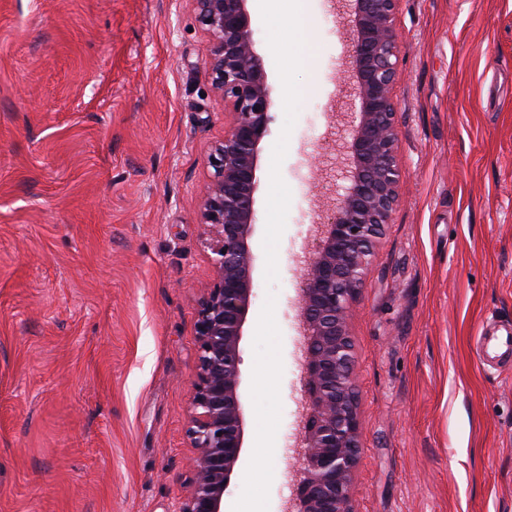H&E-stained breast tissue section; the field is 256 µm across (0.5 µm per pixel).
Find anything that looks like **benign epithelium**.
<instances>
[{
    "label": "benign epithelium",
    "instance_id": "7a95c632",
    "mask_svg": "<svg viewBox=\"0 0 512 512\" xmlns=\"http://www.w3.org/2000/svg\"><path fill=\"white\" fill-rule=\"evenodd\" d=\"M210 35L212 86L229 109L224 140L208 154L203 201L215 273L200 300L198 357L189 430L195 448L180 512H224V493L245 440L240 343L254 297V196L273 102L255 47L247 0H194ZM353 39L355 93L345 142L343 193L304 256L297 309L304 339L303 416L294 444L298 468L282 512H354L353 477L361 421L350 311L375 244L401 196L393 88L400 80L398 0H345Z\"/></svg>",
    "mask_w": 512,
    "mask_h": 512
}]
</instances>
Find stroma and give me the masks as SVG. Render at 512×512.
Listing matches in <instances>:
<instances>
[{"label": "stroma", "mask_w": 512, "mask_h": 512, "mask_svg": "<svg viewBox=\"0 0 512 512\" xmlns=\"http://www.w3.org/2000/svg\"><path fill=\"white\" fill-rule=\"evenodd\" d=\"M274 122L260 160L255 298L275 292L283 372L269 512L301 417L296 299L328 196L345 185L348 11L304 0L292 199L267 286L262 240L282 86L247 4ZM402 201L350 316L362 430L355 512H512V0H399ZM193 0H0V512H179L205 244L207 157L224 138Z\"/></svg>", "instance_id": "35a3bbf8"}]
</instances>
